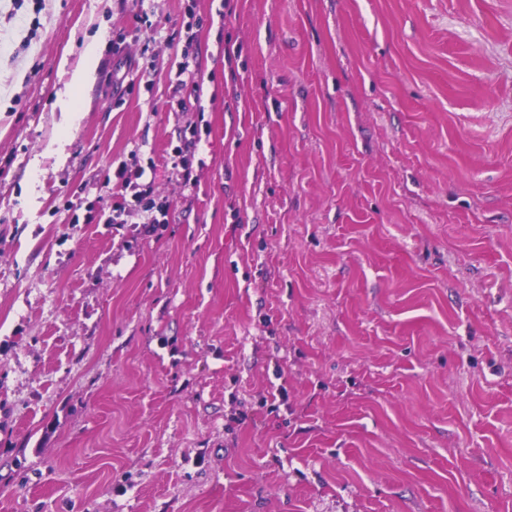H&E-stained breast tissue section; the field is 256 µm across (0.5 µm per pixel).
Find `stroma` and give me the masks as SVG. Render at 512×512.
Here are the masks:
<instances>
[{
  "label": "stroma",
  "instance_id": "35a3bbf8",
  "mask_svg": "<svg viewBox=\"0 0 512 512\" xmlns=\"http://www.w3.org/2000/svg\"><path fill=\"white\" fill-rule=\"evenodd\" d=\"M0 512H512V0H0ZM98 63L99 44L95 38L85 43L79 60L74 66L67 69L68 60L66 58L61 60L60 67L69 76L64 88L57 93V105L64 116L61 137H64L69 128L80 122L83 110L78 93L94 83ZM194 71L191 69L190 61L185 56L182 62L177 65L176 81L173 86V97L182 96L183 92L188 86H191V90L196 94V98H200V85L195 81ZM145 169L137 165L136 155H131V162H124L117 170L116 177L119 180L120 186L125 191L129 188L134 190L132 197L137 205L140 206L141 211L146 215L147 221L143 225L145 233H150L153 230V224H160L154 211L159 212L163 219H167L169 214V207L166 203H156L154 198V182H138L143 180Z\"/></svg>",
  "mask_w": 512,
  "mask_h": 512
}]
</instances>
